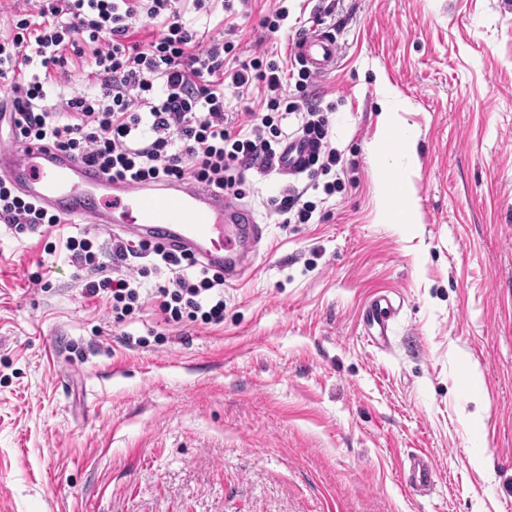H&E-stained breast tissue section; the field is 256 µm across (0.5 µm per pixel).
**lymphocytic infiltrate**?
<instances>
[{
  "mask_svg": "<svg viewBox=\"0 0 512 512\" xmlns=\"http://www.w3.org/2000/svg\"><path fill=\"white\" fill-rule=\"evenodd\" d=\"M10 15L0 38V80L11 89L12 143L53 145L120 180L176 179L238 196L245 171L277 170L286 137L281 122L292 117L291 135L311 148L310 168L330 175L340 162L307 70L297 74V103L276 60L248 56L225 68L234 43L214 37L201 44L177 0H30L13 5ZM140 22L160 24L159 36L137 39ZM72 55L88 57L98 89L50 101L49 86ZM228 85L257 86V108L226 111ZM308 192L289 185L271 198L281 223H308L316 209ZM0 223L25 235L62 220L0 177ZM63 247L83 295L101 299L115 326L148 303L171 327L224 321V276L190 253L118 235L108 238L107 263L91 238L69 236Z\"/></svg>",
  "mask_w": 512,
  "mask_h": 512,
  "instance_id": "obj_1",
  "label": "lymphocytic infiltrate"
}]
</instances>
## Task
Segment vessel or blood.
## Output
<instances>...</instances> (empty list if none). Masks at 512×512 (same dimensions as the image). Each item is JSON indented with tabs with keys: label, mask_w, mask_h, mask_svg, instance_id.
I'll return each instance as SVG.
<instances>
[{
	"label": "vessel or blood",
	"mask_w": 512,
	"mask_h": 512,
	"mask_svg": "<svg viewBox=\"0 0 512 512\" xmlns=\"http://www.w3.org/2000/svg\"><path fill=\"white\" fill-rule=\"evenodd\" d=\"M296 59L312 74L336 67L338 42L328 31L312 30L292 45ZM308 149L300 140L284 146L280 172L299 175ZM0 177L25 198L64 219L118 228L124 235L154 239L192 251L225 282L237 280L264 228L253 209L237 197L180 181L131 184L112 181L94 165L49 145L20 144L0 149ZM397 313L392 299L377 296L366 310L368 336L378 347L389 345ZM426 453L409 455L403 467L407 489L428 492L437 475Z\"/></svg>",
	"instance_id": "b4317fda"
}]
</instances>
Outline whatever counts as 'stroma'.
<instances>
[{"label": "stroma", "instance_id": "stroma-1", "mask_svg": "<svg viewBox=\"0 0 512 512\" xmlns=\"http://www.w3.org/2000/svg\"><path fill=\"white\" fill-rule=\"evenodd\" d=\"M276 5L181 2L193 29L284 62L336 30L315 88L340 188L318 175L310 222L281 224L287 178L245 172L264 237L219 325L147 304L112 327L58 246L82 225L0 224V512H512V0H285L268 35ZM388 92L417 142L387 160L414 224L381 218ZM379 294L400 304L386 350L362 320ZM419 450L425 496L401 480ZM292 51L313 75L322 76L336 68L338 42L329 31L313 29L292 44ZM437 464L428 454L420 451L408 455L407 463L403 466V482L410 491L430 492L437 475Z\"/></svg>", "mask_w": 512, "mask_h": 512}]
</instances>
